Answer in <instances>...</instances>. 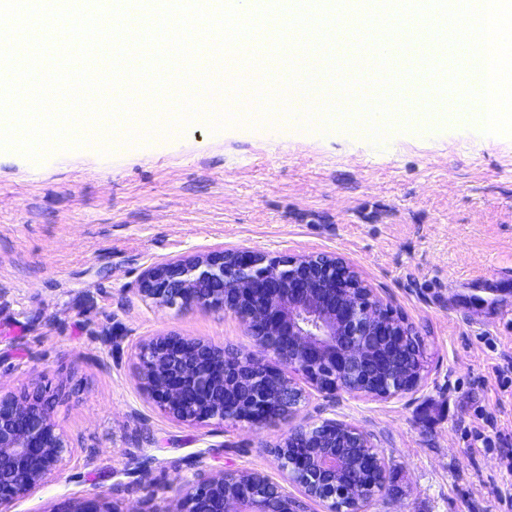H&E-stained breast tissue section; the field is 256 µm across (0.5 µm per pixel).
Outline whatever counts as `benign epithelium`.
<instances>
[{
    "label": "benign epithelium",
    "mask_w": 512,
    "mask_h": 512,
    "mask_svg": "<svg viewBox=\"0 0 512 512\" xmlns=\"http://www.w3.org/2000/svg\"><path fill=\"white\" fill-rule=\"evenodd\" d=\"M138 291L160 306L231 313L251 331L253 351H230L174 332L141 344L138 389L185 424L259 426L272 407L295 414L306 396L287 371L333 396L387 398L413 390L420 380V369L401 365L396 350L410 335L408 325L339 257L212 252L148 268ZM71 448L47 388L33 381L0 392V512H15L20 501L55 480ZM358 448L370 449L377 482L350 479ZM274 454L300 496L261 471L213 473L200 465L179 477L175 495L150 512H308L312 501L338 512L336 503L352 500L356 512H368L385 490L383 461L370 435L352 424L298 426ZM68 512L144 509L119 511L109 496L93 492Z\"/></svg>",
    "instance_id": "benign-epithelium-1"
}]
</instances>
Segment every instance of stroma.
<instances>
[{
	"mask_svg": "<svg viewBox=\"0 0 512 512\" xmlns=\"http://www.w3.org/2000/svg\"><path fill=\"white\" fill-rule=\"evenodd\" d=\"M220 250L344 258L420 336L418 386L387 399L310 391L260 427L175 421L139 391V343L176 332L250 350L233 315L161 307L149 267ZM512 137L457 118L389 126L374 143L344 124L274 118L50 150L0 152V389L54 393L80 439L61 476L16 512H64L91 492L161 504L178 475L259 470L292 428L336 419L368 432L388 482L371 512H502L512 477ZM505 433L474 449L478 416ZM148 461L141 481L135 461Z\"/></svg>",
	"mask_w": 512,
	"mask_h": 512,
	"instance_id": "stroma-1",
	"label": "stroma"
}]
</instances>
